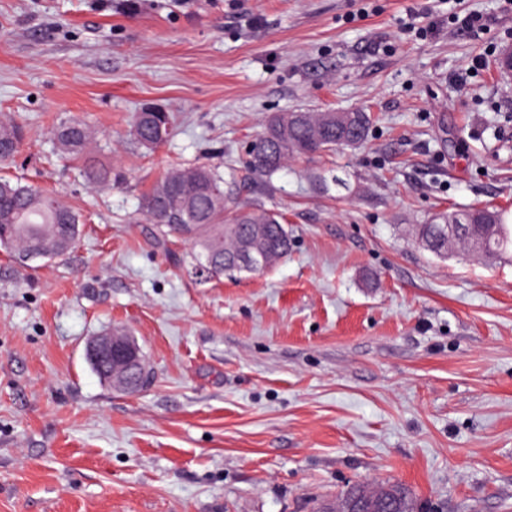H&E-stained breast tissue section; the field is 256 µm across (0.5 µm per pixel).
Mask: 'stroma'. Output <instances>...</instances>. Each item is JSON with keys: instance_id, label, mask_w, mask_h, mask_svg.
Here are the masks:
<instances>
[{"instance_id": "obj_1", "label": "stroma", "mask_w": 512, "mask_h": 512, "mask_svg": "<svg viewBox=\"0 0 512 512\" xmlns=\"http://www.w3.org/2000/svg\"><path fill=\"white\" fill-rule=\"evenodd\" d=\"M472 12L477 38L455 24ZM511 43L503 0H0V117L25 130L0 176L81 216L55 262L0 250V512H310L382 481L421 512H512V256L415 238L440 212L512 210ZM146 104L175 118L151 151L130 136ZM298 109L373 125L254 179L267 116ZM73 116L111 187L59 151ZM198 164L283 214L286 261L200 281L191 243L155 245L141 194ZM110 327L146 355L137 392L86 360Z\"/></svg>"}]
</instances>
